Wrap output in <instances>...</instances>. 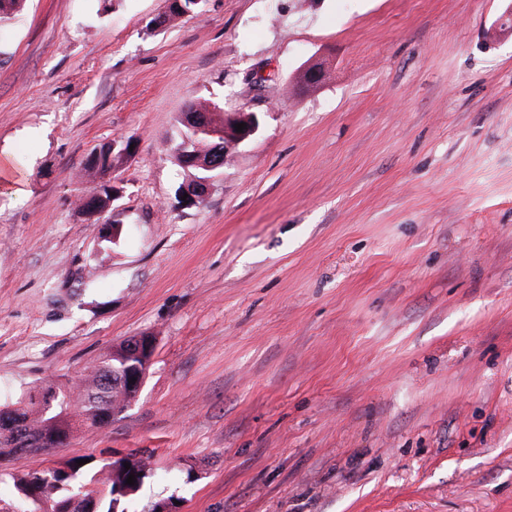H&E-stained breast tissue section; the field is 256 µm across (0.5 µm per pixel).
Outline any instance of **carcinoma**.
I'll return each instance as SVG.
<instances>
[{
    "mask_svg": "<svg viewBox=\"0 0 512 512\" xmlns=\"http://www.w3.org/2000/svg\"><path fill=\"white\" fill-rule=\"evenodd\" d=\"M189 114H202L208 123L224 126V115L203 100L192 102ZM212 155L224 161V141L205 142V137L184 128V138L175 149V159L187 168L196 171L195 178L203 175L195 161ZM101 166L97 173H112V145L99 148ZM140 363L132 340H127L116 352H108L87 367L76 380L65 383L50 379L41 388L60 389L64 402L45 411L33 400L32 391H27L10 406L0 409V462L19 455H39L55 447L56 439L68 440L82 427H103L108 425L104 416L112 410L113 391L127 372ZM20 423L30 436L41 442L38 447L21 450L14 446L13 429L6 422ZM138 451L112 460L104 459L92 476H87L84 466L71 461L67 467H42L33 469L15 478L19 500L26 509L19 511L15 505L0 500V512H125L124 502L135 495L147 474L139 470ZM130 464L125 468L124 464ZM135 476V484L126 479Z\"/></svg>",
    "mask_w": 512,
    "mask_h": 512,
    "instance_id": "1",
    "label": "carcinoma"
}]
</instances>
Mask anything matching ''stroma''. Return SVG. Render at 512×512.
I'll use <instances>...</instances> for the list:
<instances>
[{"label":"stroma","mask_w":512,"mask_h":512,"mask_svg":"<svg viewBox=\"0 0 512 512\" xmlns=\"http://www.w3.org/2000/svg\"><path fill=\"white\" fill-rule=\"evenodd\" d=\"M25 0L0 24V404L155 339L102 428L0 472L139 451L127 512H512L505 0ZM325 62L327 80L272 105ZM260 132L205 201L190 101ZM132 143L107 220L95 147Z\"/></svg>","instance_id":"1"}]
</instances>
